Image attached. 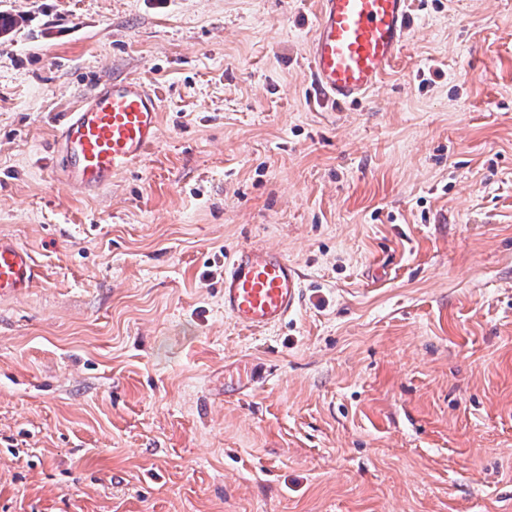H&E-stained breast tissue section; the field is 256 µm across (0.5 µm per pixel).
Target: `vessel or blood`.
Segmentation results:
<instances>
[{"label":"vessel or blood","mask_w":512,"mask_h":512,"mask_svg":"<svg viewBox=\"0 0 512 512\" xmlns=\"http://www.w3.org/2000/svg\"><path fill=\"white\" fill-rule=\"evenodd\" d=\"M412 0H321L310 49L311 82L325 101H359L374 90L399 54ZM160 97L143 82L97 83L65 113L57 132L56 180L96 194L158 140ZM35 280L27 249L0 237V298L25 292ZM302 275L278 249L246 246L224 263V312L238 325L266 330L298 305Z\"/></svg>","instance_id":"vessel-or-blood-1"}]
</instances>
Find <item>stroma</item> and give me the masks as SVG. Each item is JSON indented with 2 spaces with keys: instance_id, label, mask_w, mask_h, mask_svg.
<instances>
[{
  "instance_id": "stroma-1",
  "label": "stroma",
  "mask_w": 512,
  "mask_h": 512,
  "mask_svg": "<svg viewBox=\"0 0 512 512\" xmlns=\"http://www.w3.org/2000/svg\"><path fill=\"white\" fill-rule=\"evenodd\" d=\"M319 9L0 0V236L38 274L0 298V512H512V0H415L340 108ZM112 75L159 139L77 195L58 123ZM249 245L303 276L270 330L224 313Z\"/></svg>"
}]
</instances>
